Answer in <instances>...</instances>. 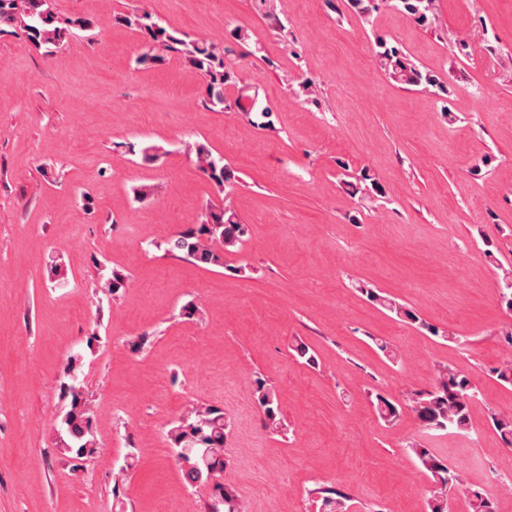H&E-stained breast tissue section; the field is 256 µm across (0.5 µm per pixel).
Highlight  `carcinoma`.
<instances>
[{
  "mask_svg": "<svg viewBox=\"0 0 512 512\" xmlns=\"http://www.w3.org/2000/svg\"><path fill=\"white\" fill-rule=\"evenodd\" d=\"M387 6L405 13L419 25H428L437 20V0H382ZM121 21L127 27L148 36V43L136 58V63L145 65L155 61V51L160 49L179 59L189 69L199 72L207 81L205 107L224 111L228 109L226 88L237 82L232 64L226 62L231 49L219 43L191 39L183 33L168 29L148 12L125 15ZM74 26L86 27L82 20L60 19L55 16L50 0H0V34L21 32L38 49L50 53L69 35ZM376 56L381 68L397 81L424 90L436 88L445 91L442 78L434 72L411 61L403 51L379 37L376 41ZM245 95L234 99V106L248 123L260 128L272 127L273 110L269 106L260 109L243 102ZM197 168L204 172L218 188L230 190L237 182L234 169L224 163V157L215 155L200 141L185 145ZM355 180L363 185L364 194L370 196L382 192V188L366 169H361ZM247 227L227 205H209L201 212L197 225L178 232L168 242V251L181 253L198 264L220 265L223 263L221 248L234 247L243 242ZM369 298L382 300V305L398 316H405L432 335L439 330L417 315L404 309L394 300L380 298L366 291ZM80 384L74 382L63 386L70 398L69 408L58 424L60 444L76 453L77 457H90L95 453L97 440L90 427L88 408L82 403ZM257 403L262 427L278 433L284 421L278 410L277 396L264 381L257 380ZM477 387L472 381L440 364L435 370L431 389L420 391L413 398V411L422 425L428 429L445 426L450 430H465L469 426V406L476 398ZM187 424L176 422L167 432V439L174 457L188 484L202 478L204 473H217L224 469V446L229 435V426L224 413L207 403L196 401L184 413ZM493 427L503 443L512 448V416H493ZM421 466L431 474L432 481L427 490L430 512H447L448 494H462L475 498V512H493L491 503L475 491L470 490L462 475L449 468L443 459L426 448L409 445ZM319 512H347L345 497L325 496Z\"/></svg>",
  "mask_w": 512,
  "mask_h": 512,
  "instance_id": "1",
  "label": "carcinoma"
}]
</instances>
